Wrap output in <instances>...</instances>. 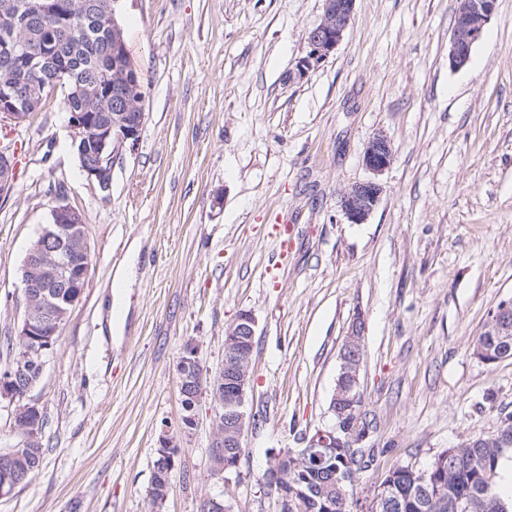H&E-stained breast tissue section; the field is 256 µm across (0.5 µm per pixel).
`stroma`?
I'll return each mask as SVG.
<instances>
[{
  "mask_svg": "<svg viewBox=\"0 0 512 512\" xmlns=\"http://www.w3.org/2000/svg\"><path fill=\"white\" fill-rule=\"evenodd\" d=\"M324 0H117L129 56L145 81L134 149L112 159L103 191L71 146L61 92L9 131L17 180L0 199V336L24 313L21 268L58 200L81 210L92 260L26 402L45 416L38 472L0 512H150L158 438L183 413L177 365L188 340L205 367L251 312L244 438L232 484L211 468L214 410L195 409L163 512H280L262 474L271 452L332 426L339 352L362 319V445L377 462L353 508L390 469L512 418V357L474 354L490 312L512 299V0H497L469 63L450 66L456 0H355L342 42L290 80ZM393 148L372 175L375 134ZM384 192L366 223L341 208L353 184ZM292 240L278 277L267 267ZM134 274L114 293L116 269ZM125 311L108 327L112 299ZM392 156V148L388 138L383 134H377L365 149L364 162L374 175H379L388 168Z\"/></svg>",
  "mask_w": 512,
  "mask_h": 512,
  "instance_id": "35a3bbf8",
  "label": "stroma"
}]
</instances>
